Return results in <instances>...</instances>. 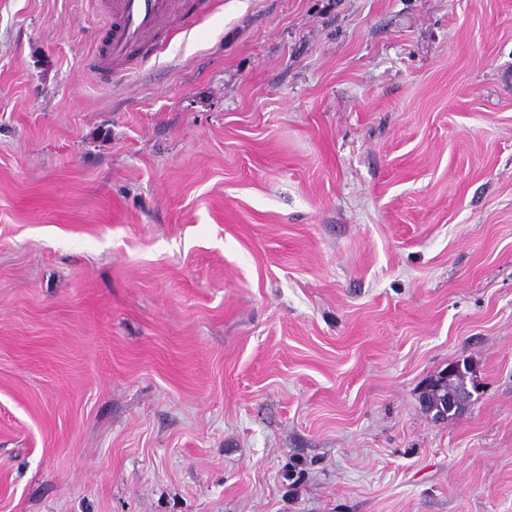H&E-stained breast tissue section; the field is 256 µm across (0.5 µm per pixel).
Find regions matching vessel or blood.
Returning a JSON list of instances; mask_svg holds the SVG:
<instances>
[{"mask_svg": "<svg viewBox=\"0 0 512 512\" xmlns=\"http://www.w3.org/2000/svg\"><path fill=\"white\" fill-rule=\"evenodd\" d=\"M179 0H111L106 17L108 42L87 60L90 69L110 76L152 33L174 14Z\"/></svg>", "mask_w": 512, "mask_h": 512, "instance_id": "vessel-or-blood-1", "label": "vessel or blood"}]
</instances>
